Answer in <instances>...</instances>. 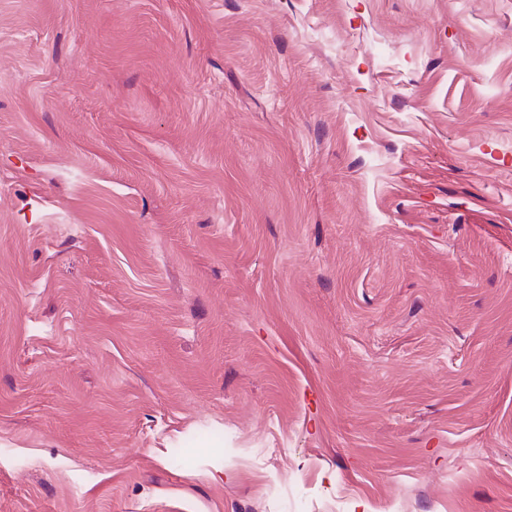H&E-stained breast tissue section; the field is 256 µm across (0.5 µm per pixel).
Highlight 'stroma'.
<instances>
[{"instance_id": "35a3bbf8", "label": "stroma", "mask_w": 512, "mask_h": 512, "mask_svg": "<svg viewBox=\"0 0 512 512\" xmlns=\"http://www.w3.org/2000/svg\"><path fill=\"white\" fill-rule=\"evenodd\" d=\"M0 512H512V0H0Z\"/></svg>"}]
</instances>
